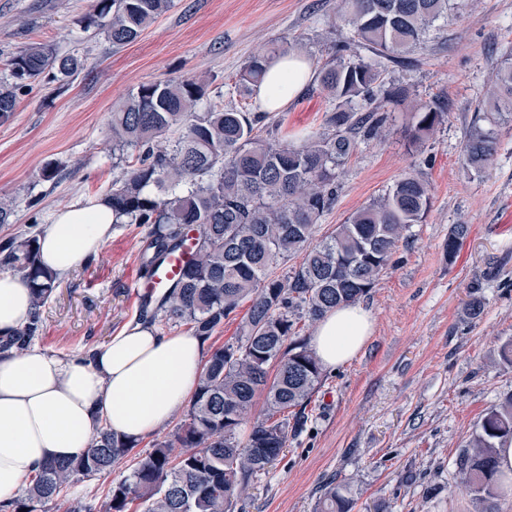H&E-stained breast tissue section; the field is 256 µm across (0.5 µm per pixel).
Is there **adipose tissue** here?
I'll return each instance as SVG.
<instances>
[{"label": "adipose tissue", "instance_id": "1", "mask_svg": "<svg viewBox=\"0 0 512 512\" xmlns=\"http://www.w3.org/2000/svg\"><path fill=\"white\" fill-rule=\"evenodd\" d=\"M305 59L287 54L273 60L256 95L268 112L280 110L311 80ZM115 216L96 201L57 211L39 239V262L68 274L96 256L112 237ZM33 311L24 280L0 274V336L22 327ZM374 322L359 305L328 312L311 346L323 366L357 355L372 336ZM205 343L189 334L159 333L132 324L73 358L32 346L0 357V500L20 494L39 467L83 456L99 426L141 439L157 433L193 395L205 362Z\"/></svg>", "mask_w": 512, "mask_h": 512}]
</instances>
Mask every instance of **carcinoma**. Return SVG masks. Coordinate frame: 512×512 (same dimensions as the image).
Here are the masks:
<instances>
[{
	"label": "carcinoma",
	"mask_w": 512,
	"mask_h": 512,
	"mask_svg": "<svg viewBox=\"0 0 512 512\" xmlns=\"http://www.w3.org/2000/svg\"><path fill=\"white\" fill-rule=\"evenodd\" d=\"M172 0H95L87 23L104 30L114 47L136 41L171 7ZM448 11V0H341L338 17L371 54L389 62L416 46ZM285 48L253 56L239 73L245 94L264 79ZM83 68L33 43L9 60L0 79V121H7L18 94L51 78L63 80ZM386 67L345 57L344 47L319 69L320 87L336 102L327 132L293 144L266 124L268 113L244 112L207 100L209 81L196 75L180 82L143 83L112 111V149L134 156L112 181L105 201L125 223L145 228L139 260L150 277L169 254L194 233L195 255L182 275L154 299L142 302L149 323L184 324L208 340L251 299L240 343L214 348L174 439L137 457L131 475L109 492V512H235L244 491L287 447L304 419L305 407L323 379V369L297 321L321 319L338 306L367 295L392 264L400 241L429 208L428 187L408 173L379 199L354 211L314 242L316 222L336 198V177L360 136L374 138L385 122L372 107L385 88ZM512 102V59L504 57L490 101L477 107L466 134L464 164L480 173L493 161L502 114ZM205 105V111L197 108ZM438 101L411 110V138L420 142L443 121ZM42 231L29 229L0 243V268L21 274L32 290L34 314L10 336L0 337V355L27 349L41 335V308L57 277L36 264ZM469 225L453 224L446 251L453 257ZM299 266L284 280L275 268L285 257ZM265 395L262 418L250 424L257 394ZM512 442V395L490 407L456 461L457 477L484 506L512 492V475L499 469L496 448ZM138 441L97 428L87 454L43 464L18 496L0 502V512H40L68 496L78 476L110 469L132 455ZM352 502L333 483L324 489L321 512H351Z\"/></svg>",
	"instance_id": "1"
}]
</instances>
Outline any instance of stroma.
I'll list each match as a JSON object with an SVG mask.
<instances>
[{
    "instance_id": "stroma-1",
    "label": "stroma",
    "mask_w": 512,
    "mask_h": 512,
    "mask_svg": "<svg viewBox=\"0 0 512 512\" xmlns=\"http://www.w3.org/2000/svg\"><path fill=\"white\" fill-rule=\"evenodd\" d=\"M453 2L403 63L388 65L386 84L406 97L378 98L384 134L359 139L317 233H331L407 173L429 188L426 218L410 228L394 263L360 301L374 320L372 336L354 358L324 369L305 426L255 479L243 512H318L331 480L343 485L352 512H482L460 488L455 461L486 410L512 395V365L500 357L512 341V120L502 125L484 172L464 165L463 148L474 109L512 49V0ZM338 4L173 0L138 40L116 48L100 28L84 27L90 0H0V78L32 43L84 63L66 80L21 93L15 112L0 122V197L15 206L0 239L33 223L48 227L60 208L104 197L127 169L112 157V110L139 84L206 73L210 100L255 112L256 97L240 93L236 76L271 45L298 41L300 57L315 68L338 45L347 56L368 58L337 20ZM434 100L446 103L447 115L412 146L411 108ZM333 106L313 80L268 122L282 138L321 133ZM50 163L62 170L55 184L41 178ZM454 224L469 225L470 233L451 258L445 242ZM144 235L135 225H116L96 256L59 278L42 309L37 346L83 356L138 322L131 283L141 274ZM475 296L485 309L471 320L463 308ZM133 464L129 458L77 478L70 502L108 512L110 488Z\"/></svg>"
}]
</instances>
